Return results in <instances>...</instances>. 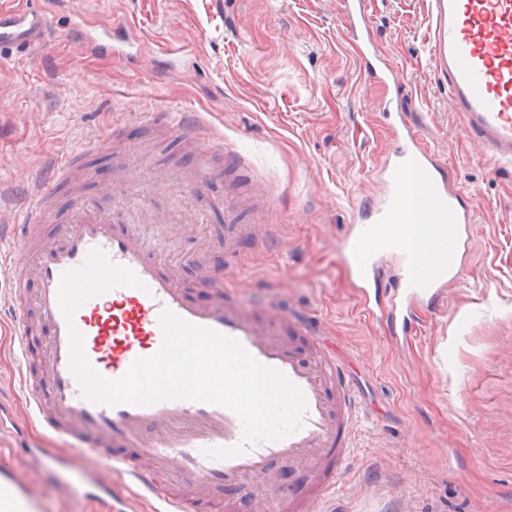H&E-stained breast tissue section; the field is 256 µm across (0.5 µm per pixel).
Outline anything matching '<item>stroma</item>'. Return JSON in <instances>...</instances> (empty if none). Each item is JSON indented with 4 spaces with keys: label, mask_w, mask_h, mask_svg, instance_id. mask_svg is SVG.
<instances>
[{
    "label": "stroma",
    "mask_w": 512,
    "mask_h": 512,
    "mask_svg": "<svg viewBox=\"0 0 512 512\" xmlns=\"http://www.w3.org/2000/svg\"><path fill=\"white\" fill-rule=\"evenodd\" d=\"M394 80L374 82L354 50L341 0H44L47 43L0 57V314L7 263L34 192L33 178L98 137L54 200L64 221L74 194L112 210L105 183L125 180L136 154L169 188L150 212L192 223L132 225L199 301L206 268L225 272L246 306L305 322L346 359L361 410L349 465L324 512H512V165L479 163L452 112L431 54V0H362ZM118 17L139 59L76 63L56 35ZM418 132L474 209L472 249L443 303L413 306L411 334L389 336L363 315L340 251L359 210L384 192L394 146L386 112ZM147 112H197L206 130L246 159L252 181L227 168L181 193L208 141L173 137ZM256 237L224 251V193ZM9 322L0 323V463L22 460L34 512H103L76 473L28 459L26 445L63 452L27 412ZM482 448L473 457V448Z\"/></svg>",
    "instance_id": "obj_1"
}]
</instances>
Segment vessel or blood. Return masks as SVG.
<instances>
[{
	"mask_svg": "<svg viewBox=\"0 0 512 512\" xmlns=\"http://www.w3.org/2000/svg\"><path fill=\"white\" fill-rule=\"evenodd\" d=\"M431 18L435 66L448 80L454 108L479 148V159L511 164L512 0H432ZM46 31L39 10L23 6L0 12V54L22 53L43 43ZM63 39L111 55L123 50L108 22L87 25ZM145 118L163 123L178 138L205 129L196 112H149ZM393 133L402 147L383 164L385 192L370 207L372 222L351 226L343 255L359 282L363 309L371 315L375 308L368 290L369 272L380 255L399 254L400 299L388 310L386 322L389 329L406 332L411 328V304L438 298L459 276L470 249L473 210L462 205L459 187L447 183L433 152L408 123L394 125ZM71 172L61 163L54 166L50 179L38 182L10 267L15 345L22 355H29L30 312H37L47 332L44 380L28 373L22 376L24 386L35 393L33 414L46 430L76 443L68 456L38 448L33 456L47 466L79 468L96 477L101 468H109L127 486L159 501L157 512H188L190 493L234 489L248 480L265 479L275 461L306 463L313 470L307 494L269 502L264 512H319L349 462L359 417L356 385L343 362L286 315L242 306L223 275L215 277L213 300L196 302L154 251L139 237L115 228L93 199L78 200L69 221L58 225L52 239H43L39 229L58 186ZM408 218L428 225L426 252L404 250L401 235L382 234L381 225H398ZM94 249L129 268L140 284L88 299L73 322H66L58 303L61 277L82 265ZM166 311L238 340L258 363L281 373L305 398L301 426L284 438L218 460L206 457L205 449L233 446L242 437L240 418L225 407L191 400L107 407L83 398L70 370L71 330L82 334L91 366L103 377L116 379L136 359L153 356L161 348L160 317ZM172 462L190 477L189 488L159 483L157 467ZM23 492L21 471L1 472L0 512H18Z\"/></svg>",
	"mask_w": 512,
	"mask_h": 512,
	"instance_id": "b4317fda",
	"label": "vessel or blood"
}]
</instances>
